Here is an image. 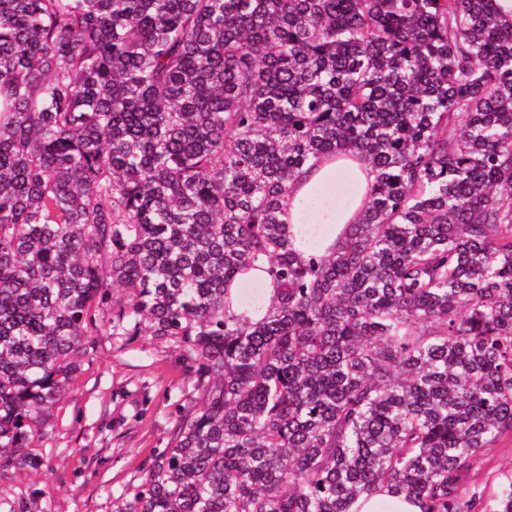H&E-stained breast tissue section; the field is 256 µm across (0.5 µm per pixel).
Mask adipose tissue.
<instances>
[{
    "instance_id": "ef3b65f1",
    "label": "adipose tissue",
    "mask_w": 512,
    "mask_h": 512,
    "mask_svg": "<svg viewBox=\"0 0 512 512\" xmlns=\"http://www.w3.org/2000/svg\"><path fill=\"white\" fill-rule=\"evenodd\" d=\"M373 180L360 159L339 162L325 156L288 185L283 219L298 259L326 256L359 223Z\"/></svg>"
}]
</instances>
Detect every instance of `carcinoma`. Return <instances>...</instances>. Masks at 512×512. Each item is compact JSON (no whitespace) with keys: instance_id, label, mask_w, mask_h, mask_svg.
Returning a JSON list of instances; mask_svg holds the SVG:
<instances>
[{"instance_id":"carcinoma-1","label":"carcinoma","mask_w":512,"mask_h":512,"mask_svg":"<svg viewBox=\"0 0 512 512\" xmlns=\"http://www.w3.org/2000/svg\"><path fill=\"white\" fill-rule=\"evenodd\" d=\"M490 0H0V473L93 313L183 348L200 406L118 512H512V26ZM374 181L296 260L287 185ZM263 260L267 317L226 313ZM121 295H112L115 289ZM244 281H249L253 283H257L261 286V292L264 294L265 299L263 303V314L266 313L270 306V299L273 295L272 286L269 283V280L266 278L265 274L259 270L251 269L246 274L238 276V281L232 284V292L240 290V284ZM512 461V436L499 443L492 451L487 452L479 464L472 471L468 484V490H486L488 493L493 487L496 475ZM349 512H421V509L415 501L398 497L383 488L357 498Z\"/></svg>"}]
</instances>
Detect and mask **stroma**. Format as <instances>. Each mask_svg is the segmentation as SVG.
Returning a JSON list of instances; mask_svg holds the SVG:
<instances>
[{
	"mask_svg": "<svg viewBox=\"0 0 512 512\" xmlns=\"http://www.w3.org/2000/svg\"><path fill=\"white\" fill-rule=\"evenodd\" d=\"M192 362L145 334L94 333L81 369L35 436L37 464L0 474V512H115L168 448L202 395ZM512 462V436L487 452L468 490H488Z\"/></svg>",
	"mask_w": 512,
	"mask_h": 512,
	"instance_id": "1",
	"label": "stroma"
}]
</instances>
